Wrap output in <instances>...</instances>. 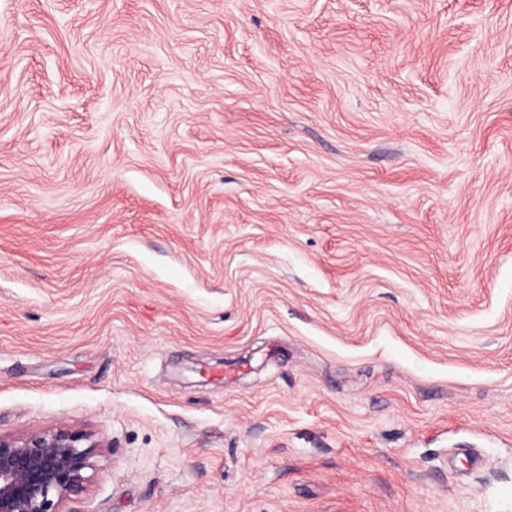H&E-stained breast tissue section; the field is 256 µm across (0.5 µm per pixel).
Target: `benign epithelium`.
Listing matches in <instances>:
<instances>
[{
    "label": "benign epithelium",
    "instance_id": "7a95c632",
    "mask_svg": "<svg viewBox=\"0 0 512 512\" xmlns=\"http://www.w3.org/2000/svg\"><path fill=\"white\" fill-rule=\"evenodd\" d=\"M102 452L88 430L0 434V512H65L86 489Z\"/></svg>",
    "mask_w": 512,
    "mask_h": 512
}]
</instances>
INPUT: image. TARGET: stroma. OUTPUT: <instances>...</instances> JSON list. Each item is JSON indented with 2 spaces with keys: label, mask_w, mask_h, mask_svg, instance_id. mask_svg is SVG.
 Returning a JSON list of instances; mask_svg holds the SVG:
<instances>
[{
  "label": "stroma",
  "mask_w": 512,
  "mask_h": 512,
  "mask_svg": "<svg viewBox=\"0 0 512 512\" xmlns=\"http://www.w3.org/2000/svg\"><path fill=\"white\" fill-rule=\"evenodd\" d=\"M55 426L68 512H512V0H0V432Z\"/></svg>",
  "instance_id": "35a3bbf8"
}]
</instances>
